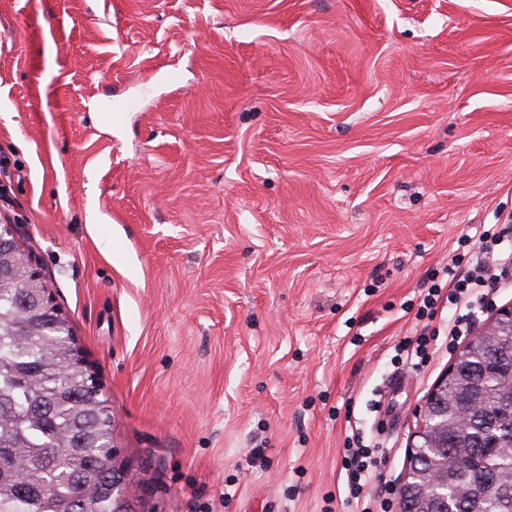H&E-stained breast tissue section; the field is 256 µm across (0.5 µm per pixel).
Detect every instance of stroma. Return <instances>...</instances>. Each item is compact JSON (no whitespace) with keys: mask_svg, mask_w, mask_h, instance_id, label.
<instances>
[{"mask_svg":"<svg viewBox=\"0 0 512 512\" xmlns=\"http://www.w3.org/2000/svg\"><path fill=\"white\" fill-rule=\"evenodd\" d=\"M511 214L512 0H0V225L156 512H352L355 430L399 487L459 347H396ZM6 252V253H5ZM4 255L9 256L10 270L12 265L24 266L29 275L30 288H37L36 301L38 305H41L46 310L47 314L50 315L51 320L65 324L64 316L61 310L56 306L52 296L46 285L43 282L42 275L39 269L32 263L28 255L20 248L12 226L9 224L2 225L0 229V285H6L12 280L11 271H7L3 267ZM2 262V263H1ZM429 329V324L424 325L417 335L416 345H413L412 349L409 350V344L408 349L403 350L406 352V364H409L411 369L415 371H418L428 358L429 336L432 337L436 333L435 329L431 331Z\"/></svg>","mask_w":512,"mask_h":512,"instance_id":"obj_1","label":"stroma"}]
</instances>
